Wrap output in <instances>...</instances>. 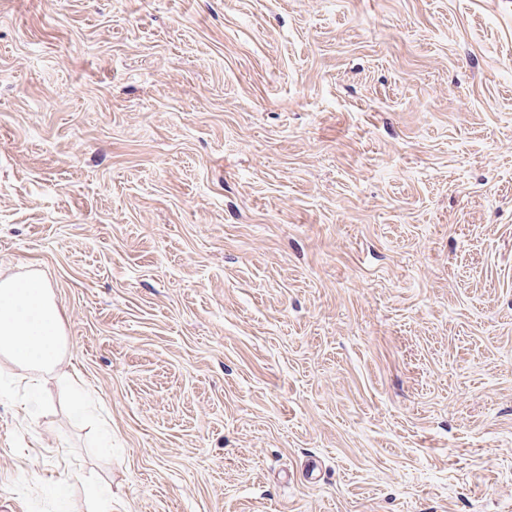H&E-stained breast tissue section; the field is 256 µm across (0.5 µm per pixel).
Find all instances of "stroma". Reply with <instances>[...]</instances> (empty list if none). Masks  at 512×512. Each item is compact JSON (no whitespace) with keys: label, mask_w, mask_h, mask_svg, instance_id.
<instances>
[{"label":"stroma","mask_w":512,"mask_h":512,"mask_svg":"<svg viewBox=\"0 0 512 512\" xmlns=\"http://www.w3.org/2000/svg\"><path fill=\"white\" fill-rule=\"evenodd\" d=\"M8 512H512V0H0ZM0 281V356L37 383L60 365L66 350L62 313L51 289L35 275Z\"/></svg>","instance_id":"1"}]
</instances>
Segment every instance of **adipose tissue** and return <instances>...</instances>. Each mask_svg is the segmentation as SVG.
Wrapping results in <instances>:
<instances>
[{
  "mask_svg": "<svg viewBox=\"0 0 512 512\" xmlns=\"http://www.w3.org/2000/svg\"><path fill=\"white\" fill-rule=\"evenodd\" d=\"M62 313L38 277L0 281V357L28 372L31 382L53 373L66 350Z\"/></svg>",
  "mask_w": 512,
  "mask_h": 512,
  "instance_id": "1",
  "label": "adipose tissue"
}]
</instances>
